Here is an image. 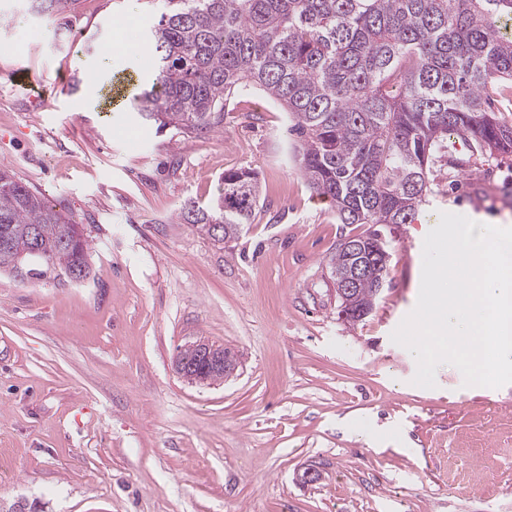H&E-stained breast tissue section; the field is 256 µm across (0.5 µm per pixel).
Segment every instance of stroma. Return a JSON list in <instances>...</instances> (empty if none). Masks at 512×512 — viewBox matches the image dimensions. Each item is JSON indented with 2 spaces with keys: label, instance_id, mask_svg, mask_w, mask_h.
<instances>
[{
  "label": "stroma",
  "instance_id": "1",
  "mask_svg": "<svg viewBox=\"0 0 512 512\" xmlns=\"http://www.w3.org/2000/svg\"><path fill=\"white\" fill-rule=\"evenodd\" d=\"M160 0H78L68 27L0 0V167L85 227L90 274L0 273V512H512V384L468 387L391 335L414 309L440 213L512 227V157L448 139L450 163L414 221L387 224L386 285L365 320L338 315L341 236L307 188L288 117L257 89L191 137L104 99L144 73ZM133 15L132 52L111 51ZM25 67L39 81L17 86ZM253 169L260 203L214 246L180 209ZM207 340L238 368L211 385L173 361ZM315 468L322 478L297 476Z\"/></svg>",
  "mask_w": 512,
  "mask_h": 512
}]
</instances>
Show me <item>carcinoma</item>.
I'll use <instances>...</instances> for the list:
<instances>
[{
	"label": "carcinoma",
	"mask_w": 512,
	"mask_h": 512,
	"mask_svg": "<svg viewBox=\"0 0 512 512\" xmlns=\"http://www.w3.org/2000/svg\"><path fill=\"white\" fill-rule=\"evenodd\" d=\"M60 19L75 0H28ZM151 29L153 79L136 102L140 117L185 134L224 125V100L259 89L288 114L301 175L330 199L340 224H409L426 202L429 176L449 163L448 137L478 155H511L512 124L491 97L512 82V0H163ZM260 202L258 175L224 172L207 205L184 219L216 244L235 238ZM224 225L216 236L214 225ZM73 216L0 168V270L18 255L35 278L41 261L66 273L88 271L86 237ZM374 229L336 245L329 260L344 278L365 279L343 309L354 325L373 310L388 276V241ZM39 247L43 255L29 250Z\"/></svg>",
	"instance_id": "cac0c4a2"
}]
</instances>
